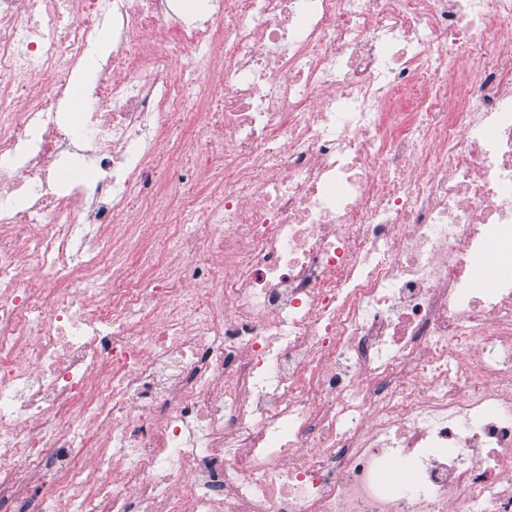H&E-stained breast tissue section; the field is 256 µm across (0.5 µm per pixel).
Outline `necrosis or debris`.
Masks as SVG:
<instances>
[{"label":"necrosis or debris","instance_id":"1","mask_svg":"<svg viewBox=\"0 0 512 512\" xmlns=\"http://www.w3.org/2000/svg\"><path fill=\"white\" fill-rule=\"evenodd\" d=\"M180 2L0 0V512H512V0Z\"/></svg>","mask_w":512,"mask_h":512}]
</instances>
